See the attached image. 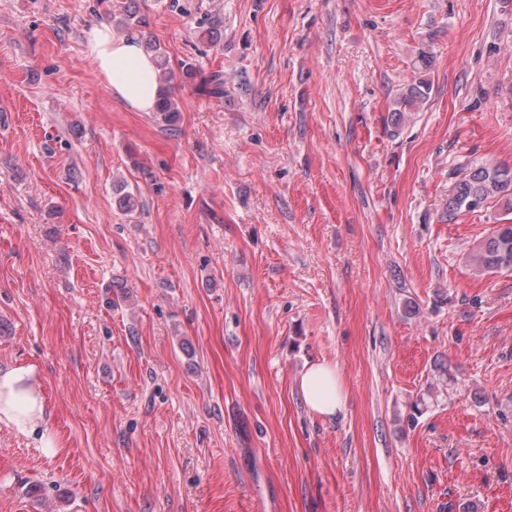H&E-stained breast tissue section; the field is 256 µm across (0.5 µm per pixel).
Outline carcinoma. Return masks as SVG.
Returning <instances> with one entry per match:
<instances>
[{"instance_id": "cac0c4a2", "label": "carcinoma", "mask_w": 512, "mask_h": 512, "mask_svg": "<svg viewBox=\"0 0 512 512\" xmlns=\"http://www.w3.org/2000/svg\"><path fill=\"white\" fill-rule=\"evenodd\" d=\"M147 52L154 57L157 67V78L161 84L155 117L166 126H173L179 120V108L166 83L171 81L168 70V58L161 45L150 40L144 41ZM430 94V85L426 81L410 84L395 100L391 111L390 124L394 130L401 129L410 114L420 111L426 104ZM118 208L125 212L137 209L138 198L125 190L120 184L115 188ZM482 203L495 202L503 212L512 214V167L507 165H469L461 172L448 190V203L445 215L448 221H454L463 212H473L476 207L471 205L473 199ZM473 269L479 273H492L512 270V224H497L485 236L469 255Z\"/></svg>"}]
</instances>
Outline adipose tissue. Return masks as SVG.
Masks as SVG:
<instances>
[{
	"label": "adipose tissue",
	"instance_id": "obj_1",
	"mask_svg": "<svg viewBox=\"0 0 512 512\" xmlns=\"http://www.w3.org/2000/svg\"><path fill=\"white\" fill-rule=\"evenodd\" d=\"M87 47L98 74L117 100L139 112L154 110L159 90L156 64L137 37L116 38L108 26L101 25L88 31ZM33 379L30 367L0 371V421L30 436L38 431L45 411ZM298 386L305 404L316 414L333 416L342 411L344 386L334 366L322 362L307 366Z\"/></svg>",
	"mask_w": 512,
	"mask_h": 512
}]
</instances>
